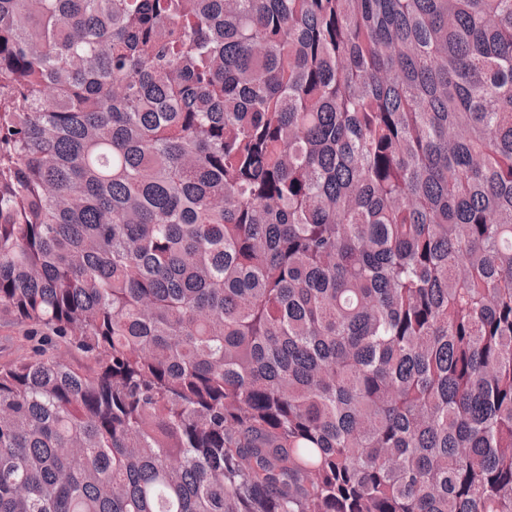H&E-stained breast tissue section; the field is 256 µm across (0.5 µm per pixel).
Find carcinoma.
I'll use <instances>...</instances> for the list:
<instances>
[{
  "mask_svg": "<svg viewBox=\"0 0 512 512\" xmlns=\"http://www.w3.org/2000/svg\"><path fill=\"white\" fill-rule=\"evenodd\" d=\"M0 313V512H512V0H0ZM15 336H20L18 329L6 317H0V363L12 360L21 353Z\"/></svg>",
  "mask_w": 512,
  "mask_h": 512,
  "instance_id": "obj_1",
  "label": "carcinoma"
}]
</instances>
